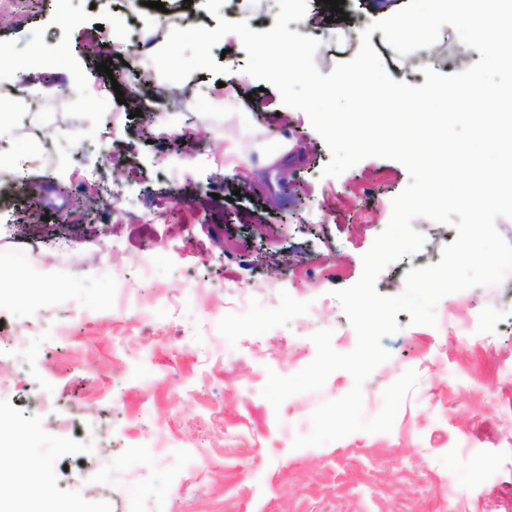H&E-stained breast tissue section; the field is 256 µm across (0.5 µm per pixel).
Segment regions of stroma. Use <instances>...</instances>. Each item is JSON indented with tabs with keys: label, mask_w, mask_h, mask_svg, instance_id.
Returning <instances> with one entry per match:
<instances>
[{
	"label": "stroma",
	"mask_w": 512,
	"mask_h": 512,
	"mask_svg": "<svg viewBox=\"0 0 512 512\" xmlns=\"http://www.w3.org/2000/svg\"><path fill=\"white\" fill-rule=\"evenodd\" d=\"M203 2L185 9L164 0L165 12L137 16L154 18L164 37L173 20L211 30L221 17H250L257 30L275 23L261 0H225L216 16ZM130 5L11 0V23L0 26V87L15 84L21 62L33 82L55 72L30 128L11 123L8 141L27 146L45 124L61 133L55 160H36L26 181L0 182V253L27 268L24 280L0 277V334L25 326L36 308L64 314L70 327L63 339L26 330L0 348L18 371L0 391V425L51 476L45 489L15 494L13 512H40L46 500L70 512H116L132 495L142 512H512V305L500 303L496 286L445 296L433 327L398 314V331L382 340L390 358L362 387L369 420L385 389L416 372L390 431L294 448L296 436L311 432L313 411L347 394L352 376L334 371L320 391L277 409L261 391L269 373L290 376L314 359L316 331L331 330L336 352L355 348L333 292L358 281L361 257L388 224L408 172L367 157L324 175L323 138L273 85L244 73L247 54L234 33L212 50L239 75L231 89L206 70L188 78L199 95L178 105L156 97L159 76L112 85L85 46L101 32L116 34ZM328 15L322 0H307L302 28L322 42L315 60L324 74L357 52ZM186 130L204 137L190 157L170 140ZM273 142L289 150L261 166ZM116 159L126 176H113ZM284 172L301 188L292 207L259 188L260 178ZM92 194L99 202L87 221L57 224L71 198ZM22 207L32 217L20 228L10 219ZM257 223L266 234H252ZM421 232L424 247L381 273L379 293L402 292L406 272L439 262L457 236L436 222ZM41 391L52 401L30 415ZM63 392L80 408L67 425L54 402ZM104 424L113 451L102 461L95 448ZM160 434L178 436L179 447L135 453ZM189 456L208 473L203 486L174 483Z\"/></svg>",
	"instance_id": "obj_1"
}]
</instances>
